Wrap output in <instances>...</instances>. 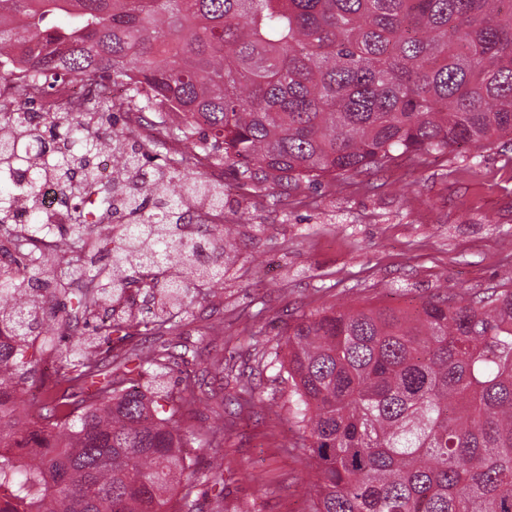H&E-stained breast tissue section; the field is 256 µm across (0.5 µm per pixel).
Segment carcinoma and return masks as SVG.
Instances as JSON below:
<instances>
[{
  "mask_svg": "<svg viewBox=\"0 0 512 512\" xmlns=\"http://www.w3.org/2000/svg\"><path fill=\"white\" fill-rule=\"evenodd\" d=\"M26 79L61 95L73 79L121 82L120 104L100 100L84 115L40 116L29 127L0 111V165L42 142V128L66 144L52 163L61 188L78 197L55 271L64 298L83 313L120 301L129 285L167 290L170 309L138 325L161 335L195 295L224 279L234 244L225 224L194 220L197 198L224 211V187L186 164L202 155L239 179L299 185L372 173L396 159L448 154L463 145L512 141V0H0V81ZM121 107L156 116L183 144L181 158L146 163L157 143L125 131H94ZM181 121L169 126L166 113ZM112 148V180L93 159ZM109 219L111 271L95 292L73 288L95 225ZM30 224L0 263V395L41 419L30 459L0 455V498L12 512H193L197 471L181 453L173 417L195 382L157 396L112 379L108 365L152 375L168 348L112 354L120 321L93 317L105 347L74 338L57 360L44 400L24 387L38 359L26 340L35 312L54 295L27 292L47 260L27 253ZM288 402L300 447L323 481L310 512H512V276L470 297L441 291L407 312L388 305L329 309L288 325ZM133 368H128V365ZM0 442H29L0 408Z\"/></svg>",
  "mask_w": 512,
  "mask_h": 512,
  "instance_id": "carcinoma-1",
  "label": "carcinoma"
}]
</instances>
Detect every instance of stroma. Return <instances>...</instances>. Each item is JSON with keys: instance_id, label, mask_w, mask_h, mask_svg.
<instances>
[{"instance_id": "1", "label": "stroma", "mask_w": 512, "mask_h": 512, "mask_svg": "<svg viewBox=\"0 0 512 512\" xmlns=\"http://www.w3.org/2000/svg\"><path fill=\"white\" fill-rule=\"evenodd\" d=\"M202 174L224 185V221L236 263L195 298L173 334L129 330L124 349L172 344V358L142 388L181 389L199 379L175 417L199 472L224 460V485L198 480L195 512H307L320 474L297 448L288 393L258 370L254 347L286 357L288 325L331 307H418L438 289L475 292L512 275V143L398 159L371 175L306 183L273 198L222 163ZM258 340H251L252 332ZM251 373V406L227 395Z\"/></svg>"}]
</instances>
